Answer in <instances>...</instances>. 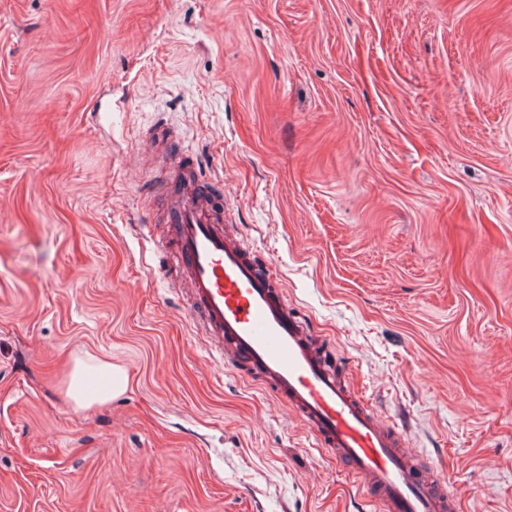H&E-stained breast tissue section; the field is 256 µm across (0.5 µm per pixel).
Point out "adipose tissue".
Returning a JSON list of instances; mask_svg holds the SVG:
<instances>
[{"label": "adipose tissue", "instance_id": "adipose-tissue-1", "mask_svg": "<svg viewBox=\"0 0 512 512\" xmlns=\"http://www.w3.org/2000/svg\"><path fill=\"white\" fill-rule=\"evenodd\" d=\"M128 387V374L118 365L101 362L94 370L75 364L69 379L67 393L80 408L102 406L120 396Z\"/></svg>", "mask_w": 512, "mask_h": 512}]
</instances>
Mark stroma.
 <instances>
[{
	"mask_svg": "<svg viewBox=\"0 0 512 512\" xmlns=\"http://www.w3.org/2000/svg\"><path fill=\"white\" fill-rule=\"evenodd\" d=\"M196 159L458 512H512V0H0V512H375L150 273ZM78 360L127 391L76 408Z\"/></svg>",
	"mask_w": 512,
	"mask_h": 512,
	"instance_id": "stroma-1",
	"label": "stroma"
}]
</instances>
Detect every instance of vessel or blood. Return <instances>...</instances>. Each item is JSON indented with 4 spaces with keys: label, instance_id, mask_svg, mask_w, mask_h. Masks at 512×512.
I'll list each match as a JSON object with an SVG mask.
<instances>
[{
    "label": "vessel or blood",
    "instance_id": "vessel-or-blood-1",
    "mask_svg": "<svg viewBox=\"0 0 512 512\" xmlns=\"http://www.w3.org/2000/svg\"><path fill=\"white\" fill-rule=\"evenodd\" d=\"M189 177L192 191L166 201L175 234L156 245L190 282L203 335L295 413L315 447L355 477L380 512H457L456 497L417 468L402 433L327 364L246 237L229 232L205 168L192 163Z\"/></svg>",
    "mask_w": 512,
    "mask_h": 512
}]
</instances>
